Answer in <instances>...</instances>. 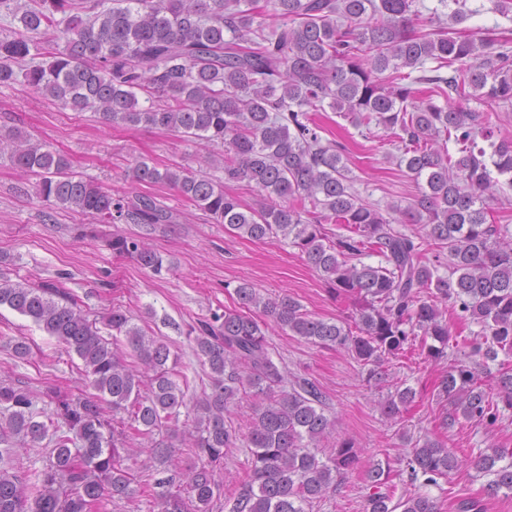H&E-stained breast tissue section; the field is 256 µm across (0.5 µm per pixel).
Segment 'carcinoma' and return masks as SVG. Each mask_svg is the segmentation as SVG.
Returning a JSON list of instances; mask_svg holds the SVG:
<instances>
[{"label":"carcinoma","mask_w":512,"mask_h":512,"mask_svg":"<svg viewBox=\"0 0 512 512\" xmlns=\"http://www.w3.org/2000/svg\"><path fill=\"white\" fill-rule=\"evenodd\" d=\"M0 0V18L19 27L0 37V86L20 82L74 112L93 111L102 123L166 131L188 142L224 146L217 168L224 179L180 168L159 170L135 162L139 184L165 183L208 213L214 223L253 241L291 238L307 265L322 273L336 297L353 301L350 321L317 318L294 298L263 299L248 283L235 288L238 308L198 322L196 354L209 368L210 392L195 403L194 430L168 428V440L151 449L143 470L164 467L186 446L205 463L183 473V482L155 481L158 512H203L224 491L217 467L243 444L250 472L239 483L229 512H307L336 492L357 470L349 439L323 458L312 445L336 428L327 397L314 380L288 375L273 361L255 310L284 332L325 348L344 350L386 379L385 365L419 349L425 360L448 362L437 385L452 411L440 427L459 418L494 424L500 408L512 410V368L484 387L467 364L512 354V238L488 223L494 202L492 172L512 184V138H495L492 117L450 103L466 88L496 107H512V47L476 42L455 32H417L413 0ZM276 18L273 26L266 24ZM437 66L425 68L427 61ZM409 72H403V69ZM452 69L443 75L441 70ZM419 75H412V71ZM445 104L440 105L437 99ZM375 122L399 145V162L425 180L407 206L385 216L353 189L342 162L345 145L322 142L310 116L325 108ZM459 145L457 158L439 138ZM488 142L484 148L477 138ZM35 178V197L58 209L122 221L150 233L175 223L174 213L147 193L116 195L72 170L71 160L46 141L31 142L18 129L0 135V152ZM245 181L261 193L258 206L242 210L227 184ZM336 224V236L324 225ZM399 224H422L414 237ZM448 252L441 275L423 245ZM112 251L158 275L162 258L144 237L115 235ZM375 253L384 264L360 258ZM459 306L482 328L461 340L450 334L440 303ZM26 316L83 362L88 388L75 397L55 396L49 422L39 421L40 396L0 383V461L11 457L8 435L53 445L49 463L30 476L23 467H0V512H96L106 498H134L150 487L125 461V440L167 428L185 405L173 380L168 345L149 339L132 317L114 307L105 319L108 340L78 302L55 283L21 286L0 279V306ZM124 337L128 364L118 351ZM469 349L448 360L450 344ZM380 402L396 419L408 413L417 392L396 382ZM255 397L247 432L226 425L224 412L242 390ZM112 415L124 413L119 425ZM492 447L470 460L489 477L485 494L512 495V461ZM458 467L446 443L424 436L408 452L366 472L370 492L364 512H440L426 494L395 497L388 475L437 484Z\"/></svg>","instance_id":"1"}]
</instances>
